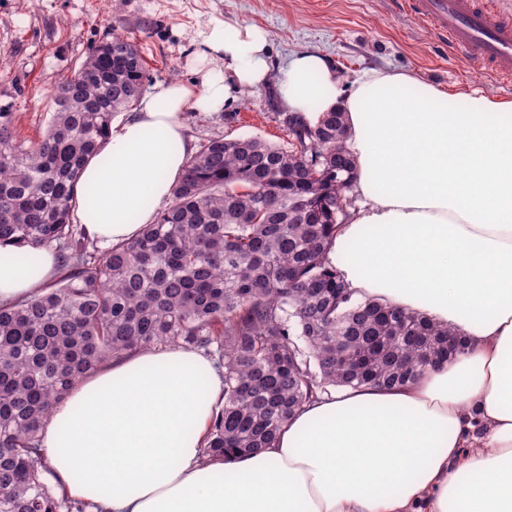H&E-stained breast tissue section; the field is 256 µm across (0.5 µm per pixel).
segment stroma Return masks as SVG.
Listing matches in <instances>:
<instances>
[{
    "label": "stroma",
    "mask_w": 512,
    "mask_h": 512,
    "mask_svg": "<svg viewBox=\"0 0 512 512\" xmlns=\"http://www.w3.org/2000/svg\"><path fill=\"white\" fill-rule=\"evenodd\" d=\"M224 19L268 30L274 72L294 53L313 50L349 81L374 68L411 72L451 91L505 93L481 65L418 23L404 0H0V110L12 113L17 142L38 140L53 85L73 76L91 47L114 32L140 50L145 90L195 80L198 32ZM286 118L271 78L227 110L189 112L184 122L197 148L250 136L281 145Z\"/></svg>",
    "instance_id": "obj_1"
}]
</instances>
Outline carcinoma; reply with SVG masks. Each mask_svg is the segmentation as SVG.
<instances>
[{
  "label": "carcinoma",
  "mask_w": 512,
  "mask_h": 512,
  "mask_svg": "<svg viewBox=\"0 0 512 512\" xmlns=\"http://www.w3.org/2000/svg\"><path fill=\"white\" fill-rule=\"evenodd\" d=\"M148 78L137 46L112 34L54 84L41 139H14L0 112V245L59 246L61 274L0 306V512H88L44 478L39 434L80 378L112 357L171 345L217 357L224 374L202 456L269 448L330 386H392L453 359L454 331L418 312L358 301L326 263L356 178L344 111L288 118L291 146L209 140L172 204L102 258L72 224L74 187L117 114Z\"/></svg>",
  "instance_id": "cac0c4a2"
}]
</instances>
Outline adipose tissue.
I'll return each instance as SVG.
<instances>
[{
    "instance_id": "ef3b65f1",
    "label": "adipose tissue",
    "mask_w": 512,
    "mask_h": 512,
    "mask_svg": "<svg viewBox=\"0 0 512 512\" xmlns=\"http://www.w3.org/2000/svg\"><path fill=\"white\" fill-rule=\"evenodd\" d=\"M196 81L144 95L77 183L75 217L102 245L170 204L192 150L184 115L221 112L275 77L295 114L343 108L364 203L326 255L354 295L424 314L463 349L401 385L306 403L272 447L203 462L224 395L212 360L179 346L113 358L80 380L40 436L53 482L104 512H512V99L378 69L343 80L319 52L269 65V32L216 21ZM58 276L0 246V305Z\"/></svg>"
}]
</instances>
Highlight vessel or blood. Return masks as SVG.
I'll use <instances>...</instances> for the list:
<instances>
[{"label":"vessel or blood","mask_w":512,"mask_h":512,"mask_svg":"<svg viewBox=\"0 0 512 512\" xmlns=\"http://www.w3.org/2000/svg\"><path fill=\"white\" fill-rule=\"evenodd\" d=\"M411 13L448 41L449 47L488 66L512 85V11L501 0H408Z\"/></svg>","instance_id":"b4317fda"}]
</instances>
